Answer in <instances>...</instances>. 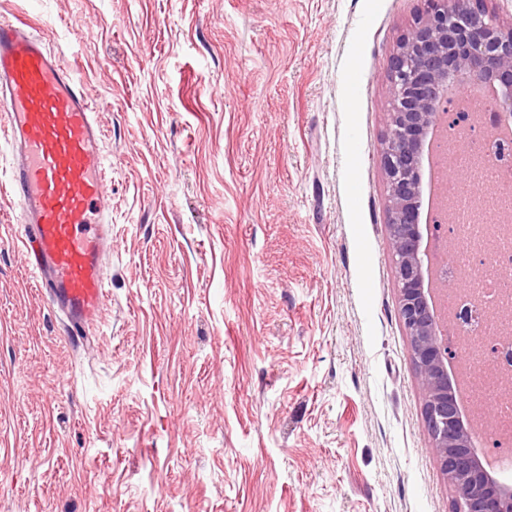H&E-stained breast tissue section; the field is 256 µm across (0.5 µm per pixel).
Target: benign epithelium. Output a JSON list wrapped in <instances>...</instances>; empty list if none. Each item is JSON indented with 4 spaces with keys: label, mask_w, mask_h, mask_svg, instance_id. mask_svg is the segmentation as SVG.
Instances as JSON below:
<instances>
[{
    "label": "benign epithelium",
    "mask_w": 512,
    "mask_h": 512,
    "mask_svg": "<svg viewBox=\"0 0 512 512\" xmlns=\"http://www.w3.org/2000/svg\"><path fill=\"white\" fill-rule=\"evenodd\" d=\"M464 76L498 86L495 107L512 110V26H504L480 0H424L388 67L391 109L382 159L390 245L400 315L425 394L424 423L454 486L455 512H512V487L498 483L470 446L448 381L456 347L437 329L433 288H424L419 259L421 157L436 126L456 133L454 88Z\"/></svg>",
    "instance_id": "1"
}]
</instances>
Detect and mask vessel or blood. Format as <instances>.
Masks as SVG:
<instances>
[{"instance_id": "1", "label": "vessel or blood", "mask_w": 512, "mask_h": 512, "mask_svg": "<svg viewBox=\"0 0 512 512\" xmlns=\"http://www.w3.org/2000/svg\"><path fill=\"white\" fill-rule=\"evenodd\" d=\"M0 113L11 194L38 288L71 333L97 325L108 300L112 238L98 107L23 20H0Z\"/></svg>"}]
</instances>
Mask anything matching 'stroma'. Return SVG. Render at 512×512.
Returning a JSON list of instances; mask_svg holds the SVG:
<instances>
[{
	"mask_svg": "<svg viewBox=\"0 0 512 512\" xmlns=\"http://www.w3.org/2000/svg\"><path fill=\"white\" fill-rule=\"evenodd\" d=\"M424 0H0L98 105L67 336L0 137V512H452L400 316L387 68Z\"/></svg>",
	"mask_w": 512,
	"mask_h": 512,
	"instance_id": "35a3bbf8",
	"label": "stroma"
}]
</instances>
